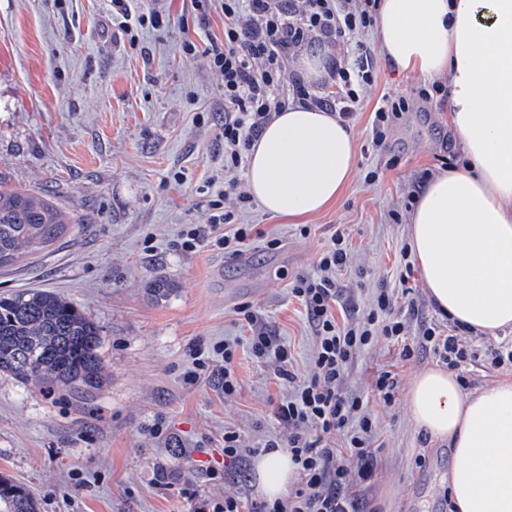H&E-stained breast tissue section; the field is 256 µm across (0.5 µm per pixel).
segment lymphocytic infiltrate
Returning <instances> with one entry per match:
<instances>
[{
  "mask_svg": "<svg viewBox=\"0 0 512 512\" xmlns=\"http://www.w3.org/2000/svg\"><path fill=\"white\" fill-rule=\"evenodd\" d=\"M191 4L203 13L219 9L224 16L223 41H210L202 49L190 40L183 44L185 53H202L222 78L224 192L209 203L208 228L189 225L180 247L191 252L205 242L236 256L254 241L265 239L256 225L236 221L237 212L253 204L241 177L247 152L290 98L308 97L301 78L288 75L291 49L307 39L334 45L365 31L374 24L378 0H191ZM332 77L336 95L314 97L313 103L348 118L361 102V90L374 82L368 47L356 43L350 60L336 64ZM229 197L235 209H224L223 201ZM223 224L233 225V234L220 233ZM265 241L268 249L280 246L278 239ZM349 264L347 234L339 230L325 244L315 272L297 275L291 282V294L305 308L316 337L311 371L304 377L292 370L290 349L266 329L256 328L250 306L239 307V315L254 327L248 342L252 356L273 363L276 377L291 386L271 408L288 435L270 437L262 450L286 449L297 467V483L286 496L272 501L225 496L213 503L212 512H374L360 486L372 479L382 463L376 445L379 422L361 396L347 388L346 379L360 353L379 342L396 347L392 364L378 368L370 384L386 407L399 394L396 365L421 352H432L452 370L483 359L494 368L512 367L511 348H478L465 328L420 319L416 303H409L408 315L397 314L395 294L385 288L377 289L356 316L337 320L338 275Z\"/></svg>",
  "mask_w": 512,
  "mask_h": 512,
  "instance_id": "obj_1",
  "label": "lymphocytic infiltrate"
}]
</instances>
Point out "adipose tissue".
Returning a JSON list of instances; mask_svg holds the SVG:
<instances>
[{"label": "adipose tissue", "instance_id": "ef3b65f1", "mask_svg": "<svg viewBox=\"0 0 512 512\" xmlns=\"http://www.w3.org/2000/svg\"><path fill=\"white\" fill-rule=\"evenodd\" d=\"M375 34L401 72L448 81L463 159L417 197L411 252L433 304L496 334L512 327V0H381ZM355 168L352 127L292 104L251 146L246 180L265 212L297 221L336 204ZM405 402L415 428L451 450L453 512H512V381L468 394L432 366ZM254 471L270 500L297 477L285 451L259 455Z\"/></svg>", "mask_w": 512, "mask_h": 512}]
</instances>
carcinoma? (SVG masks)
<instances>
[{
  "label": "carcinoma",
  "mask_w": 512,
  "mask_h": 512,
  "mask_svg": "<svg viewBox=\"0 0 512 512\" xmlns=\"http://www.w3.org/2000/svg\"><path fill=\"white\" fill-rule=\"evenodd\" d=\"M68 231L49 194L0 185V268L39 254ZM101 342L99 325L53 290L0 294V376L91 401L106 382ZM0 512H38L37 499L1 475Z\"/></svg>",
  "instance_id": "carcinoma-1"
}]
</instances>
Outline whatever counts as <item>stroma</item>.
Here are the masks:
<instances>
[{
    "instance_id": "obj_1",
    "label": "stroma",
    "mask_w": 512,
    "mask_h": 512,
    "mask_svg": "<svg viewBox=\"0 0 512 512\" xmlns=\"http://www.w3.org/2000/svg\"><path fill=\"white\" fill-rule=\"evenodd\" d=\"M136 4L169 15V27L129 37L107 0H0V181L49 192L71 221L55 245L0 269V292L64 295L100 326L107 374L89 402L0 377V474L31 490L40 512H208L225 494L259 495L251 467L225 471L224 430L238 429L250 448L281 435L270 403L288 384L251 356L238 307L251 306L305 375L314 336L293 278L315 270L340 228L352 254L340 306L395 287L417 179L462 153L447 96L421 103L424 80L397 72L365 32L375 81L350 121L356 170L339 202L309 218L304 235L260 207L244 212L241 223L281 240L276 250L259 241L239 256L182 251L185 226L207 224L224 188L221 80L182 43L223 39L224 16L200 22L189 0ZM387 93L410 110L389 127L391 150L377 152L372 121ZM160 276L174 284L162 300L151 291ZM226 340L238 344L232 396L213 351ZM198 349L212 363L189 385ZM377 414L385 448L366 488L372 507L449 512L447 445L426 441L404 399Z\"/></svg>"
}]
</instances>
